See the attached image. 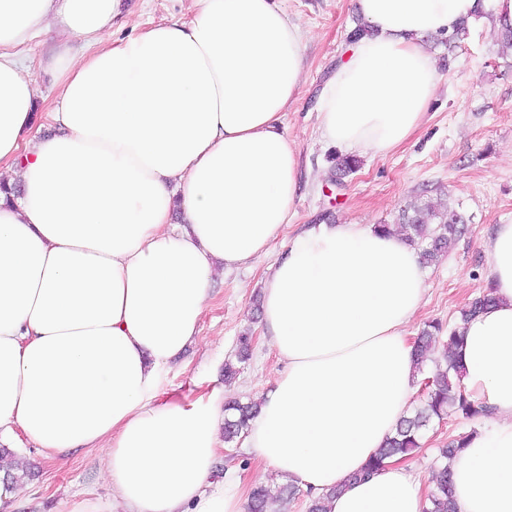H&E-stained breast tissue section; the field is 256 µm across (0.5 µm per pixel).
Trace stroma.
I'll return each instance as SVG.
<instances>
[{
    "instance_id": "1",
    "label": "stroma",
    "mask_w": 512,
    "mask_h": 512,
    "mask_svg": "<svg viewBox=\"0 0 512 512\" xmlns=\"http://www.w3.org/2000/svg\"><path fill=\"white\" fill-rule=\"evenodd\" d=\"M278 2L308 34L301 96L283 126L300 154L295 216L272 242L269 257L215 278L198 339L165 369V386L181 392L221 387L226 398L251 401L272 387L283 365L253 319L252 305L269 258L284 252V239L315 224H393L414 201H442L463 213L465 233L426 269L425 301L407 327L414 337L433 321L447 327L459 323L461 309L488 288L482 240L495 225L512 224V52L503 51L485 19L467 21L466 35L452 41L424 36L438 85L422 126L391 153L362 157L358 170L343 176L336 169L340 151L323 137L317 109L325 84L347 58L349 32L360 23L355 4ZM193 10L192 0H122L112 34L127 39L158 23L189 20ZM246 331L252 335V356L236 380L225 383L224 362ZM475 427V421L456 415L431 422L408 465L430 479L439 448ZM19 454L32 475L9 512H79L88 500L110 512L111 492L101 478L97 451L79 449L50 461L27 441Z\"/></svg>"
}]
</instances>
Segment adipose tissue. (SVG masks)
I'll return each instance as SVG.
<instances>
[{
	"mask_svg": "<svg viewBox=\"0 0 512 512\" xmlns=\"http://www.w3.org/2000/svg\"><path fill=\"white\" fill-rule=\"evenodd\" d=\"M186 22L110 37L119 0H0V437L50 460L101 453L122 512H242L247 479L211 474L224 392L163 387L197 338L215 275L268 256L297 193L283 118L308 35L277 0H196ZM480 0H356L367 32L324 91L327 140L379 156L422 125L437 88L423 34ZM81 38L73 53L55 35ZM41 39L62 68L38 135L20 57ZM493 306L461 322V382L489 406L452 464L457 512H512V224L483 241ZM427 292L415 249L371 224L288 239L262 279L264 331L284 369L245 440L328 512H423L402 458L353 481L417 389L406 328Z\"/></svg>",
	"mask_w": 512,
	"mask_h": 512,
	"instance_id": "1",
	"label": "adipose tissue"
}]
</instances>
